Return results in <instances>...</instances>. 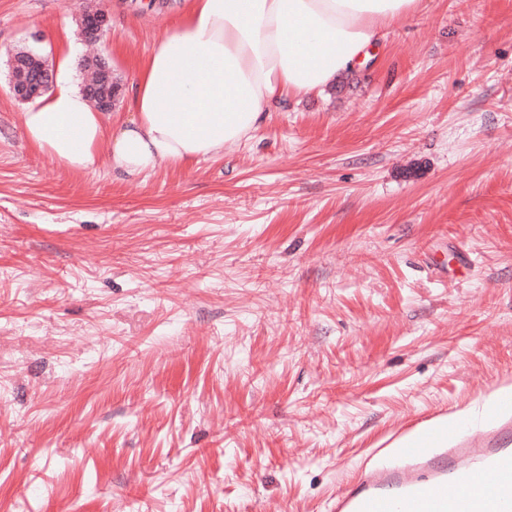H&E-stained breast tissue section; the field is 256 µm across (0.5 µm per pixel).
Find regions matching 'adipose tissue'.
<instances>
[{
  "label": "adipose tissue",
  "instance_id": "1",
  "mask_svg": "<svg viewBox=\"0 0 512 512\" xmlns=\"http://www.w3.org/2000/svg\"><path fill=\"white\" fill-rule=\"evenodd\" d=\"M422 0H186L180 18L139 63L132 112L110 119L72 76L74 48L56 51L53 89L21 114L26 139L66 168L93 172L101 146L113 171L139 176L163 164L222 154L273 106L319 94L372 58L383 29Z\"/></svg>",
  "mask_w": 512,
  "mask_h": 512
}]
</instances>
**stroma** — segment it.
Here are the masks:
<instances>
[{"label":"stroma","mask_w":512,"mask_h":512,"mask_svg":"<svg viewBox=\"0 0 512 512\" xmlns=\"http://www.w3.org/2000/svg\"><path fill=\"white\" fill-rule=\"evenodd\" d=\"M183 5L0 0V512H329L370 450L512 389V0H423L190 167L26 140L10 51L68 34L125 117ZM110 14L103 9L92 10L84 18L83 40L86 43H97L104 35L105 29L109 26Z\"/></svg>","instance_id":"1"}]
</instances>
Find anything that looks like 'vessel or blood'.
<instances>
[{
    "instance_id": "vessel-or-blood-1",
    "label": "vessel or blood",
    "mask_w": 512,
    "mask_h": 512,
    "mask_svg": "<svg viewBox=\"0 0 512 512\" xmlns=\"http://www.w3.org/2000/svg\"><path fill=\"white\" fill-rule=\"evenodd\" d=\"M496 425L426 428L404 446L363 462L331 512H512V400ZM490 473L503 481L487 485Z\"/></svg>"
}]
</instances>
